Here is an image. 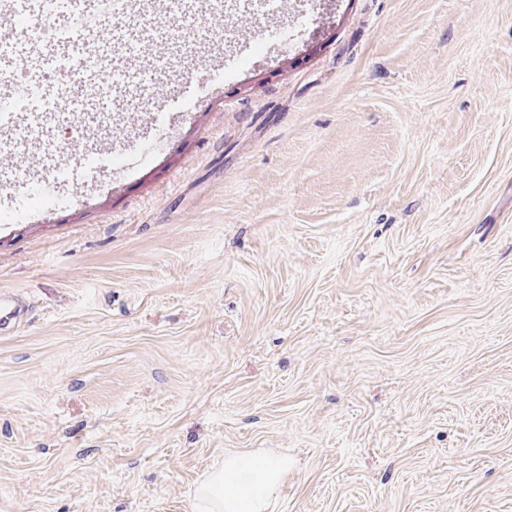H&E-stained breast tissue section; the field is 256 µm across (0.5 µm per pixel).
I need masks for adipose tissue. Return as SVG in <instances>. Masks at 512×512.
<instances>
[{
  "instance_id": "adipose-tissue-1",
  "label": "adipose tissue",
  "mask_w": 512,
  "mask_h": 512,
  "mask_svg": "<svg viewBox=\"0 0 512 512\" xmlns=\"http://www.w3.org/2000/svg\"><path fill=\"white\" fill-rule=\"evenodd\" d=\"M288 468L285 459L243 454L225 458L197 492L196 512H267L269 500Z\"/></svg>"
}]
</instances>
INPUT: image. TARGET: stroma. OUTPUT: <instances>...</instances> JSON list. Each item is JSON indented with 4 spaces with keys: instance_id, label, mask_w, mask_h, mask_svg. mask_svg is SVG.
I'll use <instances>...</instances> for the list:
<instances>
[{
    "instance_id": "1",
    "label": "stroma",
    "mask_w": 512,
    "mask_h": 512,
    "mask_svg": "<svg viewBox=\"0 0 512 512\" xmlns=\"http://www.w3.org/2000/svg\"><path fill=\"white\" fill-rule=\"evenodd\" d=\"M233 86L213 8L150 14L147 85L71 111L76 179L0 226V512H194L226 456L288 459L268 512H512V0H284ZM166 144L133 170L88 174Z\"/></svg>"
}]
</instances>
